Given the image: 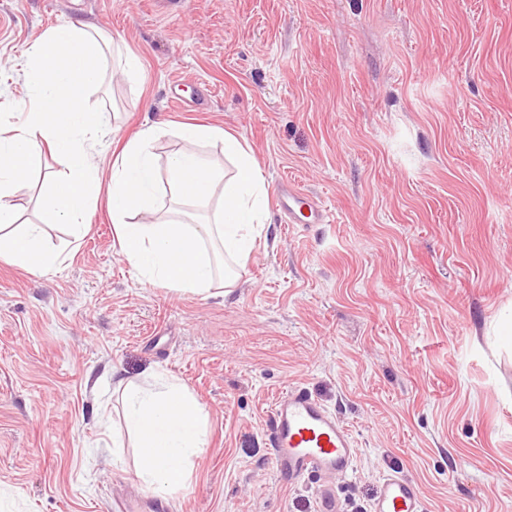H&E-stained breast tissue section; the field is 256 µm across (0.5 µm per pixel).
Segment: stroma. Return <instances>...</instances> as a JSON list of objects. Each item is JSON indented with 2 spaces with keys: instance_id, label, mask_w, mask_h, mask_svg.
Masks as SVG:
<instances>
[{
  "instance_id": "35a3bbf8",
  "label": "stroma",
  "mask_w": 512,
  "mask_h": 512,
  "mask_svg": "<svg viewBox=\"0 0 512 512\" xmlns=\"http://www.w3.org/2000/svg\"><path fill=\"white\" fill-rule=\"evenodd\" d=\"M67 21L145 69L104 61L90 103L120 131L102 167L144 121L208 124L331 215L270 211L232 293L209 297L142 284L103 198L62 271L0 262V512L153 500L112 379L159 372L208 414L176 512H320L319 476L271 466L270 408L293 384L355 438L340 512H371L390 474L426 512H512V347L495 334L512 307V0H0V122L22 50Z\"/></svg>"
}]
</instances>
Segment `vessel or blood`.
I'll list each match as a JSON object with an SVG mask.
<instances>
[{"label": "vessel or blood", "mask_w": 512, "mask_h": 512, "mask_svg": "<svg viewBox=\"0 0 512 512\" xmlns=\"http://www.w3.org/2000/svg\"><path fill=\"white\" fill-rule=\"evenodd\" d=\"M274 207L284 223L324 224L329 212L309 192L284 179L276 188ZM272 462L278 476L294 483L315 474L346 476L356 458L354 439L334 412L307 388L289 387L271 407ZM372 512H425L417 485L402 476H387Z\"/></svg>", "instance_id": "vessel-or-blood-1"}]
</instances>
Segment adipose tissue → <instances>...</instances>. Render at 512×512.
<instances>
[{"instance_id": "adipose-tissue-1", "label": "adipose tissue", "mask_w": 512, "mask_h": 512, "mask_svg": "<svg viewBox=\"0 0 512 512\" xmlns=\"http://www.w3.org/2000/svg\"><path fill=\"white\" fill-rule=\"evenodd\" d=\"M25 56L27 96L17 102L11 126L0 129V259L41 274L61 271L67 257L48 244L46 227H63L80 242L103 193L119 252L142 284L197 296L209 295L219 279L232 287L269 220L267 183L245 141L205 124H152L126 142L102 177L93 153L109 115L88 104L102 79L100 34L89 24L65 22L44 31ZM163 136L185 147L162 163L155 144ZM210 141L221 142L223 164L196 152ZM48 154L64 170L48 175L37 223H20L14 198ZM163 188L172 209L161 218L156 200ZM114 386L123 395L139 483L158 495L186 487L207 446L203 405L175 380L138 387L120 378Z\"/></svg>"}]
</instances>
